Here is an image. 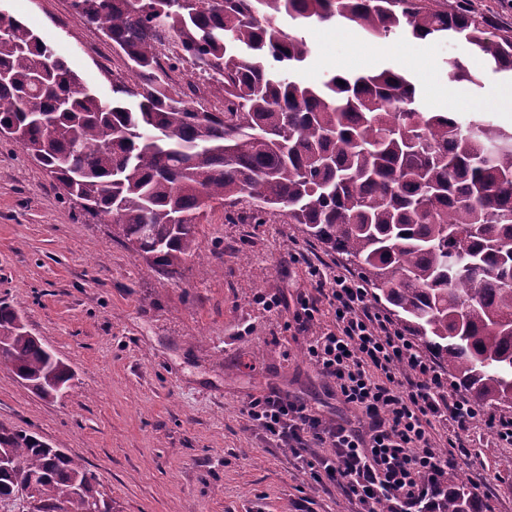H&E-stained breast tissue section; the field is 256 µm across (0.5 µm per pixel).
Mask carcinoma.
Wrapping results in <instances>:
<instances>
[{
    "label": "carcinoma",
    "instance_id": "cac0c4a2",
    "mask_svg": "<svg viewBox=\"0 0 512 512\" xmlns=\"http://www.w3.org/2000/svg\"><path fill=\"white\" fill-rule=\"evenodd\" d=\"M112 41L126 71L112 101L84 85L21 21L0 35V129L112 237L176 275L198 255L206 211L243 200L250 220L281 213L353 266L373 297L479 405L512 414V133L423 112L389 69L298 75L307 41L283 30L354 24L376 39L454 37L512 71V30L461 0H71ZM172 40L162 59L154 40ZM197 81L176 88L174 75ZM448 77L474 82L455 59ZM344 84H339V81ZM206 95L222 112L187 97ZM0 302V365L54 396L67 366ZM0 502L30 479L43 512H94L95 474L33 434L0 426ZM445 512H477L463 482Z\"/></svg>",
    "mask_w": 512,
    "mask_h": 512
}]
</instances>
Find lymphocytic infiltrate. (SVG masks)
Listing matches in <instances>:
<instances>
[{"label":"lymphocytic infiltrate","instance_id":"1","mask_svg":"<svg viewBox=\"0 0 512 512\" xmlns=\"http://www.w3.org/2000/svg\"><path fill=\"white\" fill-rule=\"evenodd\" d=\"M326 297L336 325L312 336L307 353L356 419L325 418L276 391L250 399L247 418L295 452L323 449L312 478L336 485L356 512H444L461 442L441 450L435 432L465 431L479 420L512 446V418L481 412L459 394L412 337L372 311L358 279L336 273Z\"/></svg>","mask_w":512,"mask_h":512}]
</instances>
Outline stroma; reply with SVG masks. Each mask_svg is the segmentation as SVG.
Wrapping results in <instances>:
<instances>
[{
    "label": "stroma",
    "instance_id": "35a3bbf8",
    "mask_svg": "<svg viewBox=\"0 0 512 512\" xmlns=\"http://www.w3.org/2000/svg\"><path fill=\"white\" fill-rule=\"evenodd\" d=\"M102 99L123 60L69 0H0ZM311 54L299 73L328 76L391 69L415 86L425 112L446 111L456 85L449 61L478 76L454 115L512 132L489 108L512 74L496 72L454 40L395 36L383 42L353 25L301 31ZM420 61L408 64L405 51ZM247 203L218 207L196 228L202 262L180 275L149 267L70 200L14 141L0 136V301L70 369L68 388L44 398L0 366V425L35 433L93 471L113 512H351L339 490L298 468L290 448L266 438L243 413L273 390L329 417L350 413L307 355L334 317L311 267L346 269L342 258L283 217L252 224ZM278 296L274 311L258 295ZM316 299L312 328L297 330L299 296ZM455 471L491 512H512V446L471 428Z\"/></svg>",
    "mask_w": 512,
    "mask_h": 512
}]
</instances>
